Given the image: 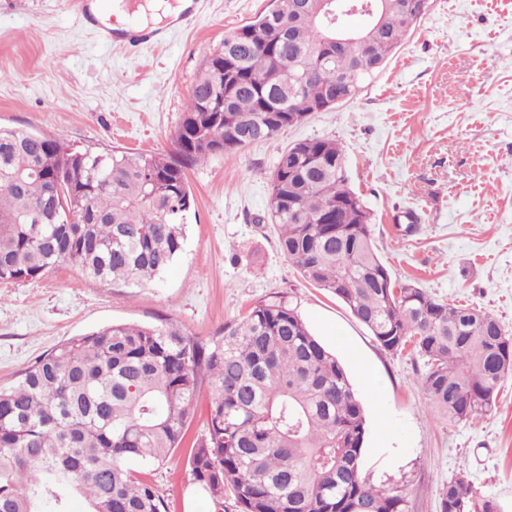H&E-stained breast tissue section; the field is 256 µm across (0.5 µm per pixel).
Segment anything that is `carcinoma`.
Returning a JSON list of instances; mask_svg holds the SVG:
<instances>
[{
  "instance_id": "1",
  "label": "carcinoma",
  "mask_w": 512,
  "mask_h": 512,
  "mask_svg": "<svg viewBox=\"0 0 512 512\" xmlns=\"http://www.w3.org/2000/svg\"><path fill=\"white\" fill-rule=\"evenodd\" d=\"M390 37L326 52L309 12L285 9L224 37L202 65L167 154L75 150L58 137L0 127V281L61 263L99 281H152L183 252L195 199L186 170L278 136L291 117L376 73L423 0H381ZM79 212L83 221L68 222ZM281 253L340 299L389 352L425 361L422 386L442 418L491 413L512 377V336L489 311L439 301L378 256L370 212L328 139L288 147L271 179ZM209 422L188 456L193 481L240 512H408L403 490L362 473L364 410L336 356L295 308L271 296L208 341L178 326L115 324L67 340L0 387V512H167L132 465L162 464L195 406ZM441 512H500L458 478Z\"/></svg>"
}]
</instances>
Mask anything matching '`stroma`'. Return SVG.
<instances>
[{"mask_svg":"<svg viewBox=\"0 0 512 512\" xmlns=\"http://www.w3.org/2000/svg\"><path fill=\"white\" fill-rule=\"evenodd\" d=\"M268 0H200L198 18L137 53L99 42L74 0H0V125L97 152L165 154L204 60ZM340 143L351 188L372 213L394 275L436 299L480 307L512 334V0H431L383 69L352 99L273 139L215 154L188 171L196 207L184 251L162 278L100 282L72 264L0 283V386L64 341L116 323L168 320L207 339L257 300L285 297L340 361L369 424L363 472L406 488L409 512H440L450 480L512 512V378L495 410L468 422L431 411L410 351L391 353L336 297L280 253L271 178L289 145ZM179 448L148 480L169 512H214Z\"/></svg>","mask_w":512,"mask_h":512,"instance_id":"stroma-1","label":"stroma"}]
</instances>
